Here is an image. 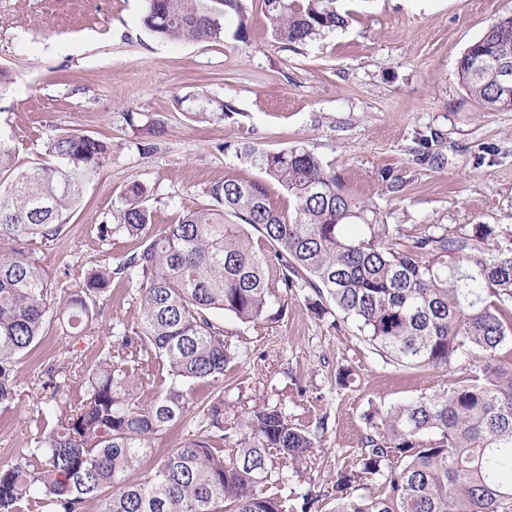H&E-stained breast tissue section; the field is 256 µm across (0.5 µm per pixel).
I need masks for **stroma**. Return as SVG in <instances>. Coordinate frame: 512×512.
<instances>
[{"mask_svg":"<svg viewBox=\"0 0 512 512\" xmlns=\"http://www.w3.org/2000/svg\"><path fill=\"white\" fill-rule=\"evenodd\" d=\"M244 4L247 39H235L231 17L214 44L155 38L143 24L144 0H0V68L14 78L0 96V136L19 165L46 161L45 143L61 129L112 145L62 236L25 244L50 278L72 289L92 266L140 251L142 237L123 230L98 238L129 183L149 187L157 231L209 205L214 182L264 180L236 156L244 141L269 150L307 145L400 234L492 224L502 231L499 246L512 247V111L482 110L457 78L463 52L512 0H346L348 27L294 49L272 37L262 0ZM195 95L228 102L232 117L191 120L180 100ZM147 139L157 148L145 155L138 144ZM393 177L400 189L391 188ZM307 296L289 295L281 318L254 326L211 315L239 350L223 383L236 414L277 406L314 436L299 472L265 489L287 512H300L309 486L325 491L337 471L354 466L371 406L442 394L470 375L463 355L445 369L399 366L352 323L317 317ZM138 321L136 289L116 278L85 333L43 337L18 366L16 401L0 410V464L23 454L48 370L67 367L66 394L78 399L101 337ZM344 365L355 370L345 388L336 382Z\"/></svg>","mask_w":512,"mask_h":512,"instance_id":"1","label":"stroma"}]
</instances>
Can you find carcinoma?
Instances as JSON below:
<instances>
[{
	"label": "carcinoma",
	"instance_id": "cac0c4a2",
	"mask_svg": "<svg viewBox=\"0 0 512 512\" xmlns=\"http://www.w3.org/2000/svg\"><path fill=\"white\" fill-rule=\"evenodd\" d=\"M272 37L299 47L349 25L340 0H262ZM247 38L244 0H145L143 23L162 41L224 42L228 17ZM512 64V13L497 18L461 56L457 76L486 112L507 110L495 73ZM233 108L201 97L188 115L221 123ZM50 161L16 169L0 139V240L58 239L68 213L110 157L111 146L71 131L48 138ZM223 148L232 147L225 144ZM287 192L291 209L260 180L226 178L207 188L214 204L190 210L149 236L116 267L91 269L53 313L56 285L18 247L0 253V409L18 397L16 367L55 325L77 335L123 277L138 289L136 328L113 326L84 394L64 396L63 368L41 383L27 453L0 466V512H284L263 488L288 480L314 447L308 431L274 406L236 415L224 394L195 401L189 390L224 381L239 356L210 313L243 324L273 320L272 305L301 288L319 317L332 302L360 336L392 361L447 367L461 352L473 375L448 392L372 407L354 467L336 472L334 512H512V248L499 230L425 226L403 241L369 203L353 197L304 145L233 147ZM147 186L121 193L116 220L129 234L152 222ZM256 230L254 237L250 230ZM166 366L165 392L140 391ZM202 432L167 449L143 480L127 473L152 453L151 436L191 420ZM372 481L379 492L351 489Z\"/></svg>",
	"mask_w": 512,
	"mask_h": 512
}]
</instances>
